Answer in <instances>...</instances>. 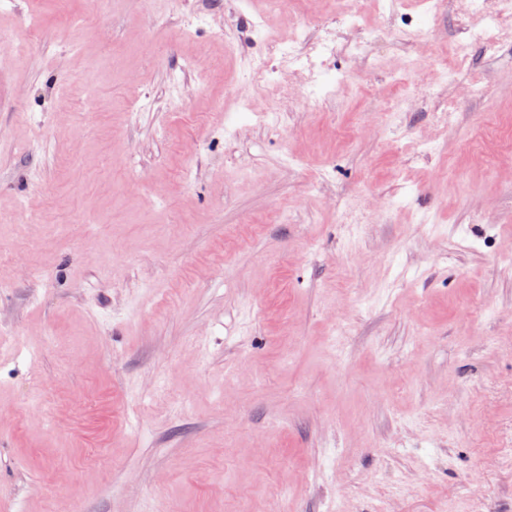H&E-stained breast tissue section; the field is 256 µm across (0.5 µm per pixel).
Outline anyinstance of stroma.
<instances>
[{
  "label": "stroma",
  "instance_id": "obj_1",
  "mask_svg": "<svg viewBox=\"0 0 512 512\" xmlns=\"http://www.w3.org/2000/svg\"><path fill=\"white\" fill-rule=\"evenodd\" d=\"M264 2L0 10V512H512V22Z\"/></svg>",
  "mask_w": 512,
  "mask_h": 512
}]
</instances>
